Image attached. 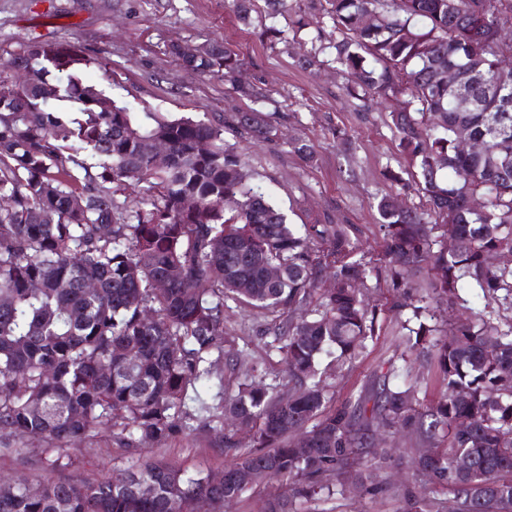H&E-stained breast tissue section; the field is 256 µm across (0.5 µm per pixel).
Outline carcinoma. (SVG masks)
<instances>
[{"label":"carcinoma","instance_id":"1","mask_svg":"<svg viewBox=\"0 0 512 512\" xmlns=\"http://www.w3.org/2000/svg\"><path fill=\"white\" fill-rule=\"evenodd\" d=\"M333 32L317 30L363 101L393 98L400 152L438 221L390 195L377 200L379 264L353 259L349 231L288 222L224 142V127L146 112L138 118L80 72L95 63L76 46L32 42L15 61L24 79L0 76V436L43 439L64 448L107 428L126 450L163 441L199 422L216 447L242 437L250 450L223 471L189 473L159 463L116 470L96 483L0 481V512H192L208 495L216 512L241 497L236 475L273 470L286 491L262 512H297L295 501L333 493L355 477L367 493L393 492L404 512H512V0H325ZM187 69L221 72L255 103L265 95L237 81L230 49L184 57ZM460 75L448 83V70ZM473 105L455 110L459 96ZM251 136L269 133L260 109L244 112ZM486 146L458 149L460 134ZM168 145L159 160L156 141ZM142 184L145 197L126 190ZM481 201L480 209L470 206ZM451 236L453 248L442 244ZM280 269L278 281L267 267ZM180 278L162 293L170 268ZM424 275L402 356L423 358L442 384L423 405L389 363L354 400L330 408L322 356L350 358L374 334L362 287L385 276L395 288ZM94 280L98 288H83ZM483 305L441 332L422 321L424 303ZM281 313L274 342L288 372V395L241 383L224 406L212 384L224 350V298ZM128 347L134 359L124 356ZM51 371L52 377L44 376ZM216 388L209 405L200 389ZM193 390L198 413L186 406ZM403 430L413 477L448 490L442 502L416 483L380 480L389 449L379 435ZM307 448L299 453L295 438Z\"/></svg>","mask_w":512,"mask_h":512}]
</instances>
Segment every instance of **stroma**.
I'll return each mask as SVG.
<instances>
[{"instance_id": "1", "label": "stroma", "mask_w": 512, "mask_h": 512, "mask_svg": "<svg viewBox=\"0 0 512 512\" xmlns=\"http://www.w3.org/2000/svg\"><path fill=\"white\" fill-rule=\"evenodd\" d=\"M324 0H282L271 11L254 0L249 22H241L231 0H0V74L10 75V61L33 41L81 47L96 65L83 73L101 84L131 111L159 112L171 118L193 116L224 125L227 145L245 153L258 181L270 190L290 223L340 224L356 243L357 257L376 259L382 250L375 201L402 195L404 203L429 211L426 197L403 192L391 172L406 161L389 114L394 102L364 107L349 96L346 75L326 56L306 63L307 32L295 31L296 13L320 17ZM284 30L285 40L268 35ZM174 43L230 47L242 60L240 82L261 87L260 107L273 127L255 139L238 125L240 112L251 108L222 75L187 70L171 54ZM313 148L305 160L300 145ZM365 299L376 314L375 334L354 359L325 357L320 369L334 401L357 395L372 373L398 359L404 331L396 315L400 300L386 280H368ZM275 316L233 299L224 301V331L241 352L237 369L224 362L213 368L233 395L245 376L284 390L288 379L282 356L272 347ZM141 461L189 471L220 470L230 464L223 449L212 447L201 431L149 444ZM132 464L121 442L107 431L57 451L40 439L19 437L0 447V476L35 484L51 479L75 484L111 477ZM298 512H401L402 502L389 494L342 490L297 501Z\"/></svg>"}]
</instances>
